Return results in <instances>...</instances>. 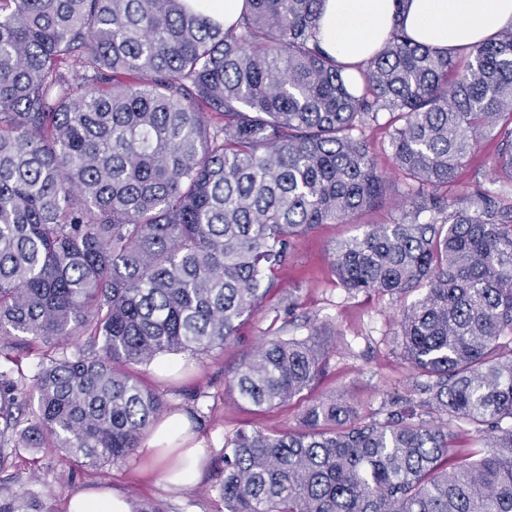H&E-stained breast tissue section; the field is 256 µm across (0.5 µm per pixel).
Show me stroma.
Segmentation results:
<instances>
[{
  "mask_svg": "<svg viewBox=\"0 0 512 512\" xmlns=\"http://www.w3.org/2000/svg\"><path fill=\"white\" fill-rule=\"evenodd\" d=\"M368 138L378 169L388 185L383 207L359 214L351 224H322L302 236L288 263L274 273L275 286L264 306L246 319L224 348L195 358L188 372L163 376L157 366L139 367L143 384L162 392L170 410L185 411L194 431L204 436L211 452L195 484L171 491L143 479L133 458L97 467H78L51 448H20L12 457L6 485L34 491L49 512H68L70 494L107 486L126 494L129 502L151 504L161 512H224L218 491L224 443L241 429L268 434L296 431L306 402L336 394L344 396L367 418H384L391 401L415 398L412 369L397 349L400 298L378 293L348 294L330 264L336 239L361 233L394 214L403 199L404 180L392 165V148L384 128L370 129ZM496 142L480 138L449 192L464 193L474 182H489ZM295 291L297 305L284 312L281 299ZM323 328L330 348L327 367L305 399L257 409L237 403L225 391L226 381L256 350L261 338L278 330L307 336L310 326ZM44 356L42 344L21 336L0 356V365L15 377L32 379Z\"/></svg>",
  "mask_w": 512,
  "mask_h": 512,
  "instance_id": "35a3bbf8",
  "label": "stroma"
}]
</instances>
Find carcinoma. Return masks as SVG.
Instances as JSON below:
<instances>
[{"label": "carcinoma", "mask_w": 512, "mask_h": 512, "mask_svg": "<svg viewBox=\"0 0 512 512\" xmlns=\"http://www.w3.org/2000/svg\"><path fill=\"white\" fill-rule=\"evenodd\" d=\"M321 3L245 0L226 28L185 0H0V341L54 352L30 386L0 368L1 471L21 442L82 467L140 447L168 402L135 367L224 347L297 239L380 206L366 129L387 113L409 208L335 242L332 268L351 294L422 291L397 320L421 399L239 430L224 512H512V196L448 200L486 134L512 187V29L462 60L398 28L345 65L314 38ZM320 335L261 342L227 393L311 389ZM0 512L47 510L8 490Z\"/></svg>", "instance_id": "carcinoma-1"}]
</instances>
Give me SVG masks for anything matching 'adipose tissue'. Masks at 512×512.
Here are the masks:
<instances>
[{
    "instance_id": "ef3b65f1",
    "label": "adipose tissue",
    "mask_w": 512,
    "mask_h": 512,
    "mask_svg": "<svg viewBox=\"0 0 512 512\" xmlns=\"http://www.w3.org/2000/svg\"><path fill=\"white\" fill-rule=\"evenodd\" d=\"M512 27V0H323L316 38L344 63L367 60L394 29L417 43L450 50L495 37ZM142 473L174 486L194 483L208 454L186 414L166 415L137 450Z\"/></svg>"
}]
</instances>
